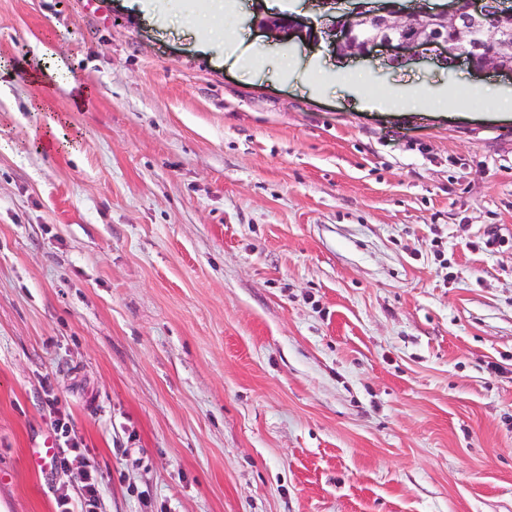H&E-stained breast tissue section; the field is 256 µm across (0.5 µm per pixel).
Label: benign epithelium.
Returning <instances> with one entry per match:
<instances>
[{"instance_id":"7a95c632","label":"benign epithelium","mask_w":512,"mask_h":512,"mask_svg":"<svg viewBox=\"0 0 512 512\" xmlns=\"http://www.w3.org/2000/svg\"><path fill=\"white\" fill-rule=\"evenodd\" d=\"M257 26L278 40L303 33L317 41L321 33L340 56H368L386 47L389 63L399 65L434 49L450 67L463 63L475 74L512 76L511 65L490 62L495 52L512 50V5L506 0H449L444 10L420 7L399 15L352 11L320 31L290 15L260 19Z\"/></svg>"}]
</instances>
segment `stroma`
Here are the masks:
<instances>
[{
  "label": "stroma",
  "instance_id": "obj_1",
  "mask_svg": "<svg viewBox=\"0 0 512 512\" xmlns=\"http://www.w3.org/2000/svg\"><path fill=\"white\" fill-rule=\"evenodd\" d=\"M240 3L0 0V512H512V77ZM257 26L261 28L269 37L283 40L289 38L292 34L302 35L303 25L292 16H270L257 21ZM363 103L369 108H383L393 112H405L423 106L432 112H438L448 108V95L434 96L429 88L419 86L415 88L411 97L403 98L396 93L388 92L380 98H365ZM471 95L474 99L482 100L493 111H512V96L491 94L487 86L473 87Z\"/></svg>",
  "mask_w": 512,
  "mask_h": 512
}]
</instances>
